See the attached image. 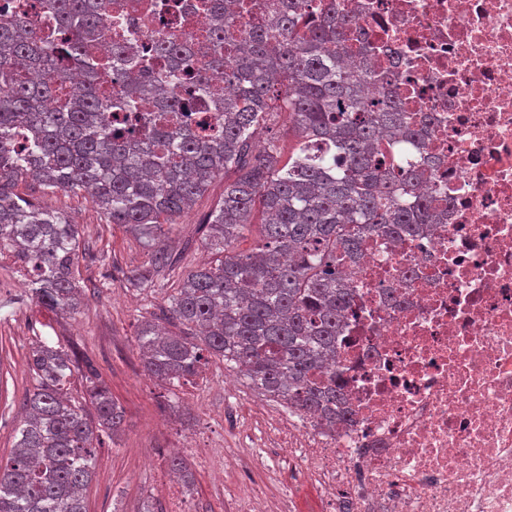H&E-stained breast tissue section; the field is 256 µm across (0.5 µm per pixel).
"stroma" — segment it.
<instances>
[{"mask_svg": "<svg viewBox=\"0 0 512 512\" xmlns=\"http://www.w3.org/2000/svg\"><path fill=\"white\" fill-rule=\"evenodd\" d=\"M16 191L74 220L89 250L80 253L75 269L86 297L74 314L37 305L29 290L30 273L12 254H0V457L12 451L24 397L36 383L28 355L31 343L40 338L75 347L93 359L124 412L120 434L102 437L98 446L94 476L85 492L87 512H142L147 505L161 512L163 498L156 486L169 474L170 453L183 452L186 438L200 448L237 449L234 413L224 408V381L230 377L237 385L239 412L251 418L247 449L238 452L222 479L216 478L214 467L188 456L193 481L181 492L189 512H225L236 473L267 482L274 461L270 450L278 445V402L252 390L219 359L209 361L202 379L163 384L144 374L136 346L138 325L163 319L169 297L187 275L216 261V253L204 249L202 239L208 215L224 196L223 178H215L208 192L171 226L168 244L180 260L146 287L125 278L127 271L148 264L144 239L109 223L87 193L46 189L31 180L20 182ZM257 448L265 449V456H254Z\"/></svg>", "mask_w": 512, "mask_h": 512, "instance_id": "stroma-1", "label": "stroma"}]
</instances>
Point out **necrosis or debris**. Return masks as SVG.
<instances>
[{"label":"necrosis or debris","instance_id":"4bbe7bcc","mask_svg":"<svg viewBox=\"0 0 512 512\" xmlns=\"http://www.w3.org/2000/svg\"><path fill=\"white\" fill-rule=\"evenodd\" d=\"M102 0L92 47L121 66L160 40L197 46L196 0ZM357 18L351 64L428 114L420 190L438 197L428 233L370 237L345 274L356 290L338 334L343 416L280 426L278 496L247 485L237 512H512V0H339Z\"/></svg>","mask_w":512,"mask_h":512}]
</instances>
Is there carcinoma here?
Instances as JSON below:
<instances>
[{"label":"carcinoma","mask_w":512,"mask_h":512,"mask_svg":"<svg viewBox=\"0 0 512 512\" xmlns=\"http://www.w3.org/2000/svg\"><path fill=\"white\" fill-rule=\"evenodd\" d=\"M309 2L288 0L269 24L245 26L240 0H200L214 20L207 70L192 77L184 97L169 95L165 86L188 75L180 65L193 53L159 41L153 55L174 67L143 68L118 103L100 82L110 61L90 50L103 21L96 0H48L55 28L44 37L22 17L1 20L0 251L31 267L38 304L73 313L82 303L78 227L16 193L18 183L85 191L111 223L144 238L151 270L128 276L143 284L175 262L164 226L215 178L233 174L205 223V246L223 257L190 272L169 297L166 316L186 332L141 325L144 371L184 384L217 357L258 393L330 417L337 390L316 375L336 359V332L354 298L339 268L360 259L369 236H417L434 220V206L419 192L423 170L397 168L374 151L380 137L423 145L428 116L412 121L391 95H371L370 65L347 59L354 18L336 0H318L312 10ZM72 66L83 80L58 98ZM209 71L223 72L224 96L211 95ZM209 95L217 125L185 121ZM282 113L293 139L257 143ZM257 212L259 240L241 251ZM31 366L37 384L12 454L0 459V512H86L94 440L118 432L121 408L85 355L40 339ZM73 380L94 414L64 392Z\"/></svg>","instance_id":"cac0c4a2"}]
</instances>
